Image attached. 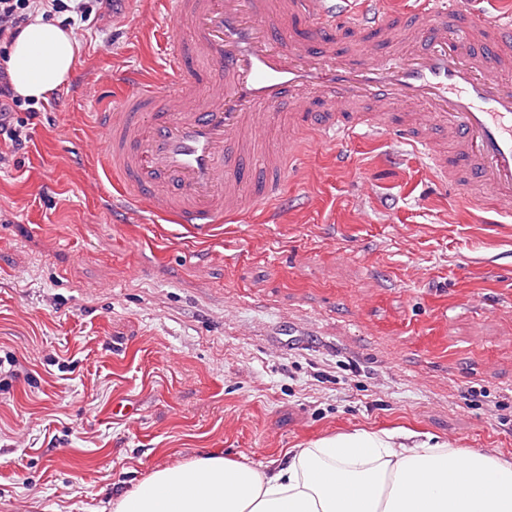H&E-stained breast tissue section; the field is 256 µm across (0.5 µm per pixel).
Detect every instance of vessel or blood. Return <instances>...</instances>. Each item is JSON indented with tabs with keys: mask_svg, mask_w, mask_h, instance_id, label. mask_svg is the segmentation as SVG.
Instances as JSON below:
<instances>
[{
	"mask_svg": "<svg viewBox=\"0 0 512 512\" xmlns=\"http://www.w3.org/2000/svg\"><path fill=\"white\" fill-rule=\"evenodd\" d=\"M173 29L160 75L126 87L94 130L108 207L185 225L219 224L261 207L277 223L282 170L305 137L390 140L429 160L432 178L480 209L512 215V10L471 0H166ZM374 38L336 52V35ZM410 113H399L401 105ZM283 127L277 153L262 149Z\"/></svg>",
	"mask_w": 512,
	"mask_h": 512,
	"instance_id": "1",
	"label": "vessel or blood"
}]
</instances>
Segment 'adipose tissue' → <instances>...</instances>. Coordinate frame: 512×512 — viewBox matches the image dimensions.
<instances>
[{
    "label": "adipose tissue",
    "mask_w": 512,
    "mask_h": 512,
    "mask_svg": "<svg viewBox=\"0 0 512 512\" xmlns=\"http://www.w3.org/2000/svg\"><path fill=\"white\" fill-rule=\"evenodd\" d=\"M80 52L70 26L31 15L7 46L15 94L44 101ZM111 512H512V461L360 430L285 451L266 464L199 456L154 470L115 496Z\"/></svg>",
    "instance_id": "adipose-tissue-1"
}]
</instances>
